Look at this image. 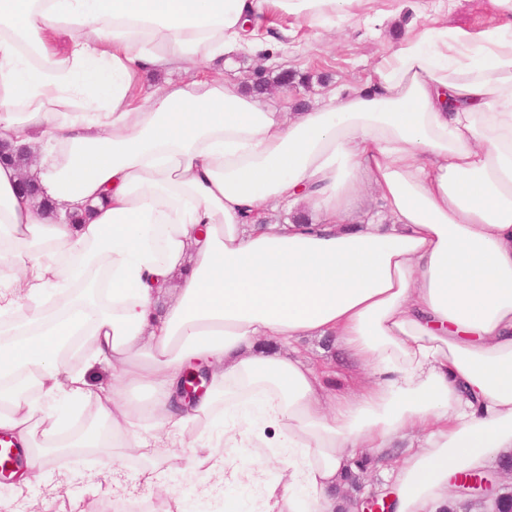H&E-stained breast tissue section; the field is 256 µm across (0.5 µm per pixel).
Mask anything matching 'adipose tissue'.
Here are the masks:
<instances>
[{"mask_svg": "<svg viewBox=\"0 0 512 512\" xmlns=\"http://www.w3.org/2000/svg\"><path fill=\"white\" fill-rule=\"evenodd\" d=\"M363 2L0 0V139L44 144L53 204L0 162V313L109 273V305L91 287L5 330L0 432L34 464L129 452L162 495L159 435L201 426L182 470L221 474L224 512H336L358 449L379 462L420 434L391 468V512H441L456 472L512 455V33L407 30L365 86L305 112L207 69L287 47L291 29L250 31L266 13L327 26ZM184 63L194 78L134 95L138 74ZM368 190L384 222H354ZM269 206L288 223H265ZM303 336L333 339L367 382L331 392L293 355ZM190 359L210 383L178 407ZM102 364L115 383L91 385ZM89 398L96 417L69 432L61 406Z\"/></svg>", "mask_w": 512, "mask_h": 512, "instance_id": "1", "label": "adipose tissue"}]
</instances>
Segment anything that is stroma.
Returning a JSON list of instances; mask_svg holds the SVG:
<instances>
[{"instance_id":"35a3bbf8","label":"stroma","mask_w":512,"mask_h":512,"mask_svg":"<svg viewBox=\"0 0 512 512\" xmlns=\"http://www.w3.org/2000/svg\"><path fill=\"white\" fill-rule=\"evenodd\" d=\"M405 9L397 21L377 23L375 11L388 10L393 0H367L361 16L337 22L332 32L301 26L288 42L287 50L265 60L242 53L231 60H216L210 70L224 80L247 83L256 70L276 76L287 69L296 73L297 83L273 85L265 104L282 108L287 100L320 103L332 88L363 84L372 68L396 44L409 23L426 27L466 28L473 31L496 27L504 18L495 0H404ZM299 356L320 370L329 371L333 389L348 391L360 375L329 339L301 338ZM92 455L59 458L50 465L28 470V483L0 481V512H24L30 499L45 503L48 512H125L131 499L144 501L148 512H167V500L142 488L130 469L136 458L123 461L120 479L124 491H116L111 475L89 481Z\"/></svg>"}]
</instances>
